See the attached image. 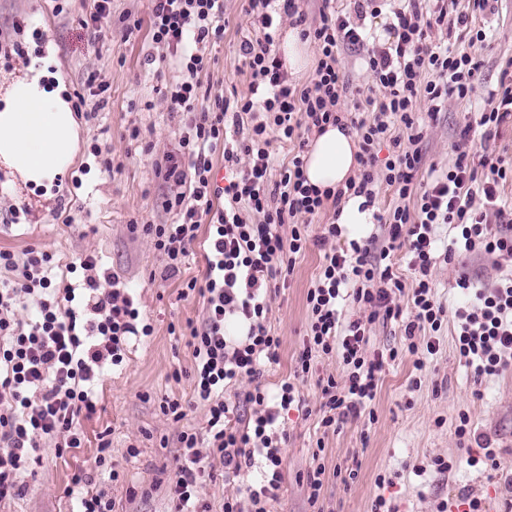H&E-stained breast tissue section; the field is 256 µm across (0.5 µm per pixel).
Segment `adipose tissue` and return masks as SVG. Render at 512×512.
I'll return each instance as SVG.
<instances>
[{
	"label": "adipose tissue",
	"instance_id": "1",
	"mask_svg": "<svg viewBox=\"0 0 512 512\" xmlns=\"http://www.w3.org/2000/svg\"><path fill=\"white\" fill-rule=\"evenodd\" d=\"M29 70L30 77L0 97V162L24 182L49 186L72 163L78 131L61 89L42 85L44 67L34 63ZM358 151L354 133L326 126L304 156L308 183L323 191L343 188L359 167Z\"/></svg>",
	"mask_w": 512,
	"mask_h": 512
}]
</instances>
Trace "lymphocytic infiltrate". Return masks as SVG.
I'll return each instance as SVG.
<instances>
[{
    "label": "lymphocytic infiltrate",
    "mask_w": 512,
    "mask_h": 512,
    "mask_svg": "<svg viewBox=\"0 0 512 512\" xmlns=\"http://www.w3.org/2000/svg\"><path fill=\"white\" fill-rule=\"evenodd\" d=\"M246 2L253 35L242 41L240 53L248 92L230 101L203 94L199 81L211 64L207 45L224 36V0H151V39L172 51L182 72L166 97L172 111L191 115L163 174L169 185L165 207L179 219L144 227L165 257L162 279L180 274L199 230L207 232L204 280H189L181 294L202 300L200 324L188 327L194 363L187 375L208 420L204 432L178 435L180 453L167 482L172 512H211L202 496L209 458L219 460L228 477L259 474L246 498L225 497L223 512H269L285 480L289 435L282 415L307 408L300 382L315 378L319 425L336 431L365 413L388 362L407 354L415 368L425 366L439 344L420 333L439 331L446 316H454L458 356L477 378L512 366V273L452 313L437 299L433 278L437 262L452 264L460 252L512 259V213L501 205L499 192L512 179V165L476 154L470 139L477 127L491 139L512 117L511 74L501 78L496 106L473 113L463 126L448 170L417 183L424 137L419 110L434 119L449 101L469 100L482 67L433 36L470 26L473 13L486 10L489 0H473L468 12L458 0H407L393 9L383 42L373 41L363 26L381 14L382 0H355L352 18L322 0L314 23L299 0H282L276 11L271 0ZM284 17L317 52L314 74L302 85L290 81L276 50ZM344 47L362 53L379 96L349 102L339 60ZM330 123L356 134L360 169L345 189L323 193L308 185L300 152L280 167L271 145L301 141L303 133L323 131ZM218 152L232 175L221 189L212 181ZM275 169L276 181L270 178ZM382 183L399 200L373 215L382 235L351 239L338 249L332 242L342 238L341 225L326 224L319 235H310L311 218L340 207L344 195L364 197L365 207L373 208ZM250 211L260 214L258 223L248 221ZM492 213L498 218L494 225L488 221ZM443 224L456 235L441 251L437 231ZM312 245L325 254L306 292L308 328L292 378L277 383L271 396L262 377L266 364L278 359L280 339L267 326L270 283L293 271L297 257ZM399 249L407 257L405 277L392 258ZM52 260L43 249L26 250L20 262L0 250V268L11 273L0 281V503L24 494L30 465L43 462L41 448L60 457L82 447L79 425L96 412V383L109 367L123 363L131 340L153 332L120 278L102 284L93 256L81 261L82 283L61 288L49 276ZM404 294L414 310L407 321L397 302ZM30 301L37 307L35 318L14 319V310ZM345 302L356 306L352 316H343ZM392 319L402 322L401 348L371 350L376 323ZM330 356L338 360L340 376L320 375V359ZM244 379L249 389L226 400L225 389ZM242 404L251 409L245 419L238 414Z\"/></svg>",
    "instance_id": "lymphocytic-infiltrate-1"
}]
</instances>
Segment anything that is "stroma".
<instances>
[{"instance_id": "stroma-1", "label": "stroma", "mask_w": 512, "mask_h": 512, "mask_svg": "<svg viewBox=\"0 0 512 512\" xmlns=\"http://www.w3.org/2000/svg\"><path fill=\"white\" fill-rule=\"evenodd\" d=\"M61 4L58 13L53 0H0V93L32 60L50 55L65 79L68 103L86 98L75 114L79 151L63 181L49 190L21 182L0 184V250L11 251L19 261L28 248L48 250L55 279L72 283L83 278L81 258L95 256L99 273L117 274L131 289L154 331L134 342L126 364L100 378L97 412L81 423L83 448L61 458L45 452L42 465L27 478L25 494L0 505V512H75L77 501L66 488L78 465L89 474L90 490L106 491L117 512H168L166 481L178 455L177 436L184 430H203L207 421L206 408L190 402V379L171 377L174 369L192 368L185 333L188 322L200 321L202 300L195 294L181 297L180 292L190 279L202 278L206 262L201 242H194L180 278L157 280L164 258L141 227L177 220L165 208L166 188L158 167L177 146L189 116L171 111L163 96L179 71L148 35L149 0H112L109 16L95 27L89 24L94 0ZM224 10V37L208 47L211 66L200 81L211 95L229 99L248 91L239 45L249 36L250 25L243 0H224ZM136 20L141 23L137 29L132 26ZM477 23L492 30L493 39L465 36L452 47L482 61V82L470 101H449L437 120L427 121L420 145L424 167L443 169L451 163L466 113L489 109V93L512 61V0H495ZM93 71L108 87L107 105L100 111L85 86ZM135 128L140 131L136 139L130 136ZM133 222L138 231L130 230ZM322 260V250L309 247L272 294L269 325L281 346L277 363L264 376L266 385L294 368L308 324L306 292ZM510 272V259L463 254L453 264L438 263L433 278L439 300L450 308L462 298L456 286L461 274L488 284ZM439 339V352L423 369H415L408 358L387 366L371 404L373 417L326 434L316 416L294 410L286 415L285 481L271 512H305L306 491L298 476L306 472L319 439L325 444L327 468L357 472L350 485L336 478L326 483L323 495L330 512H371L380 495L394 501L399 512H468L462 502L466 496L479 499L485 512H504L507 492L501 476L512 470V368L476 379L473 368L459 359L454 321L443 324ZM416 379L421 382L417 388L412 385ZM144 392L150 393V401L141 400ZM167 396L188 402L181 422L162 416L159 403ZM462 412L475 434L495 449L500 476L467 464L455 433ZM104 431L111 434V462L124 474L117 484L94 467L97 439ZM164 436L169 439L165 447L159 443ZM131 445L138 448L137 456L128 455ZM436 457L451 461L452 470L436 472L431 466ZM211 473L203 496L213 512H220L225 496L245 495L257 479L253 471L225 479L218 463ZM380 474L387 485L377 484ZM131 486L137 488V497H129Z\"/></svg>"}]
</instances>
